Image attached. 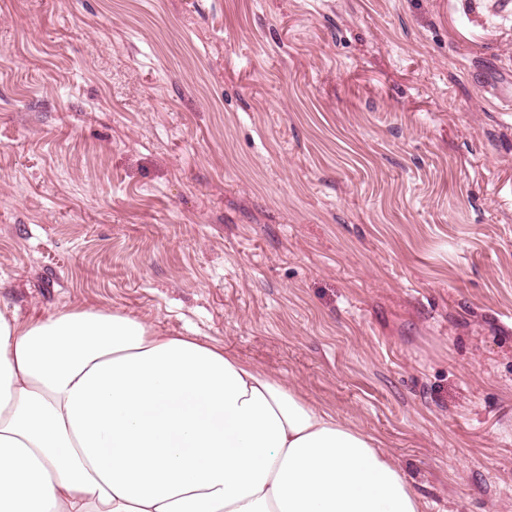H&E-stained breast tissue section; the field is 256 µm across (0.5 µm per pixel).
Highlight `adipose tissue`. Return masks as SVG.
Wrapping results in <instances>:
<instances>
[{
  "label": "adipose tissue",
  "instance_id": "1",
  "mask_svg": "<svg viewBox=\"0 0 512 512\" xmlns=\"http://www.w3.org/2000/svg\"><path fill=\"white\" fill-rule=\"evenodd\" d=\"M424 508L380 439L217 343L0 307V512Z\"/></svg>",
  "mask_w": 512,
  "mask_h": 512
}]
</instances>
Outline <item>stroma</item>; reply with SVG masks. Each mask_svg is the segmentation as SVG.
I'll return each instance as SVG.
<instances>
[{
  "label": "stroma",
  "mask_w": 512,
  "mask_h": 512,
  "mask_svg": "<svg viewBox=\"0 0 512 512\" xmlns=\"http://www.w3.org/2000/svg\"><path fill=\"white\" fill-rule=\"evenodd\" d=\"M512 0H0V306L197 336L512 512Z\"/></svg>",
  "instance_id": "35a3bbf8"
}]
</instances>
